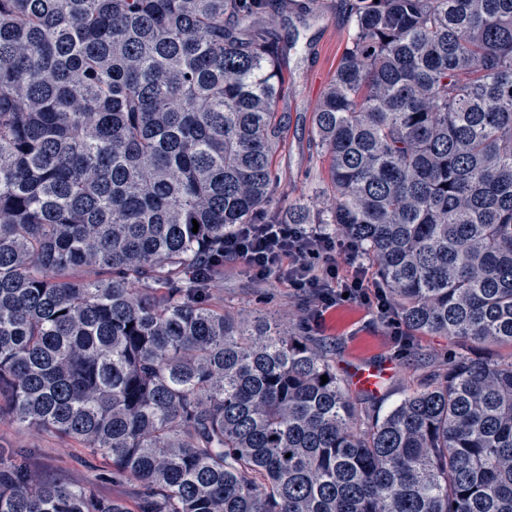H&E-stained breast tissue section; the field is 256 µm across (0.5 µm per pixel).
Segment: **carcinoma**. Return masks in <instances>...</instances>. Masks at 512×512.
Wrapping results in <instances>:
<instances>
[{
    "label": "carcinoma",
    "instance_id": "carcinoma-1",
    "mask_svg": "<svg viewBox=\"0 0 512 512\" xmlns=\"http://www.w3.org/2000/svg\"><path fill=\"white\" fill-rule=\"evenodd\" d=\"M270 2L0 0V420L111 465L0 459V512H131L111 478L138 512H512V359L382 412L188 279L240 224H334L410 329L512 347V0H345L327 209L281 206Z\"/></svg>",
    "mask_w": 512,
    "mask_h": 512
}]
</instances>
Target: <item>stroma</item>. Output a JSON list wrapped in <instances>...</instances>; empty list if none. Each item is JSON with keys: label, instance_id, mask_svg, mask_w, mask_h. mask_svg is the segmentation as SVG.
<instances>
[{"label": "stroma", "instance_id": "obj_1", "mask_svg": "<svg viewBox=\"0 0 512 512\" xmlns=\"http://www.w3.org/2000/svg\"><path fill=\"white\" fill-rule=\"evenodd\" d=\"M303 3L279 0L267 18L282 48L279 64L286 78L277 108L283 144L275 165L280 172L281 192L289 201L315 196L329 183V161L313 144L311 118L353 34L343 0H321L318 18L301 27L296 45H289L286 19ZM208 294L212 302L240 320L250 321L254 311L263 308L281 324L300 326L316 348L332 357L340 376H347L353 367L392 363L393 370L380 392L385 408L443 369L455 350L446 338L412 330L407 333V342H400L390 335L373 309L359 303L337 304L334 322H327L318 316L313 300L295 293L285 283L254 280L240 262L225 264ZM0 448L31 449L28 463L34 471L73 484L87 483L95 472L108 467L106 460L90 455L82 445L53 431L19 429L6 422L0 423Z\"/></svg>", "mask_w": 512, "mask_h": 512}]
</instances>
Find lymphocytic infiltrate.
Returning <instances> with one entry per match:
<instances>
[{
	"mask_svg": "<svg viewBox=\"0 0 512 512\" xmlns=\"http://www.w3.org/2000/svg\"><path fill=\"white\" fill-rule=\"evenodd\" d=\"M224 257L245 264L254 279L276 278L311 294L319 306L348 300L374 307L382 322L399 330L386 293L370 278L353 240L304 224H243L224 238Z\"/></svg>",
	"mask_w": 512,
	"mask_h": 512,
	"instance_id": "1",
	"label": "lymphocytic infiltrate"
}]
</instances>
